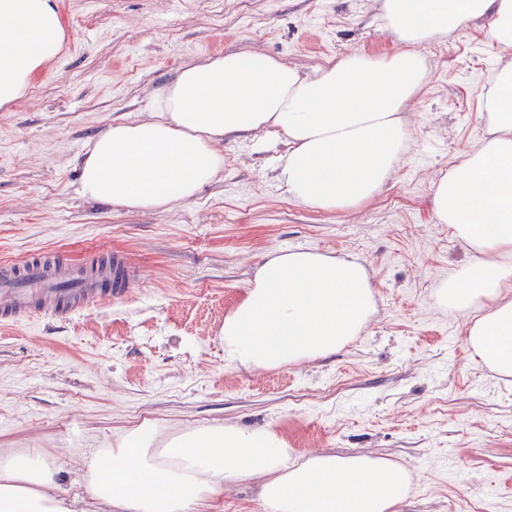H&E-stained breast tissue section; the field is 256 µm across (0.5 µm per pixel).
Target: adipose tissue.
<instances>
[{"label": "adipose tissue", "instance_id": "adipose-tissue-1", "mask_svg": "<svg viewBox=\"0 0 512 512\" xmlns=\"http://www.w3.org/2000/svg\"><path fill=\"white\" fill-rule=\"evenodd\" d=\"M397 51L350 52L305 74L262 52L184 65L154 96L145 120L112 125L81 165L82 194L127 210L168 209L224 169V138L276 128L288 142L278 181L296 202L325 212L371 200L392 175L412 132L402 118L428 82L422 46L483 23L512 52V0H377ZM54 0H0V107L24 97L60 54ZM488 138L432 187L437 223L472 252L435 291L466 317L480 366L512 377V61L499 63L479 105ZM374 312L365 267L295 250L268 257L224 317L227 365L274 369L345 347ZM260 477L264 512H395L412 490L401 464L330 453L290 462L272 429L200 427L159 443L141 424L91 456L87 492L99 512H198L226 483ZM0 512H76L39 448L0 455Z\"/></svg>", "mask_w": 512, "mask_h": 512}]
</instances>
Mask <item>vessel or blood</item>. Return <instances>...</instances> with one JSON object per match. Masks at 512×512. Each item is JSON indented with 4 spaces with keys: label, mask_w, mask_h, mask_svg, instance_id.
<instances>
[{
    "label": "vessel or blood",
    "mask_w": 512,
    "mask_h": 512,
    "mask_svg": "<svg viewBox=\"0 0 512 512\" xmlns=\"http://www.w3.org/2000/svg\"><path fill=\"white\" fill-rule=\"evenodd\" d=\"M138 282L125 254H89L73 266L58 251H41L15 265L0 266V324L33 317H69L91 304H107L127 295Z\"/></svg>",
    "instance_id": "vessel-or-blood-1"
}]
</instances>
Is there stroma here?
I'll return each instance as SVG.
<instances>
[{"mask_svg":"<svg viewBox=\"0 0 512 512\" xmlns=\"http://www.w3.org/2000/svg\"><path fill=\"white\" fill-rule=\"evenodd\" d=\"M62 51L0 108V262L52 249L73 264L118 250L141 273L126 298L67 319L0 327V453L43 449L83 507L88 453L153 423L160 440L208 425L272 427L289 458L383 456L413 488L396 512H512V377L471 360L465 317L433 293L470 251L436 223L431 187L487 135L495 64L482 26L423 46L429 80L404 112L408 151L359 208L323 212L277 180L275 131L221 143L224 171L168 210L82 196L80 162L113 123L146 118L180 66L260 50L309 73L352 51L395 52L374 0H57ZM313 250L366 267L376 312L346 347L280 369L224 363L218 336L267 254ZM257 479L200 512H263Z\"/></svg>","mask_w":512,"mask_h":512,"instance_id":"1","label":"stroma"}]
</instances>
